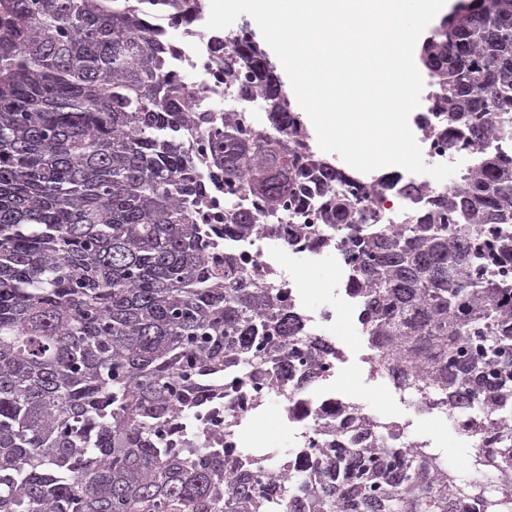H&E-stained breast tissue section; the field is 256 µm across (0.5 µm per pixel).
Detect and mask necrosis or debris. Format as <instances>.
<instances>
[{"mask_svg": "<svg viewBox=\"0 0 512 512\" xmlns=\"http://www.w3.org/2000/svg\"><path fill=\"white\" fill-rule=\"evenodd\" d=\"M149 26L164 49L169 72L196 88L209 110H218L224 100V68L217 64L210 47L209 31L199 20L175 17L162 0H151L146 6ZM422 111L409 118L411 130L429 164L461 162L462 172L476 166L478 152L474 144L462 141L446 147L428 135L430 126L439 121L430 95L422 97ZM343 178L337 183L338 192L362 199L376 210L382 223L397 226L403 214L419 206L420 200H432L446 193L447 182H439L424 174L406 175L402 168L391 166L385 171L361 173L347 164H340ZM423 187L422 198L405 193L407 185ZM310 218L305 214H291L283 221L274 247H267L263 238L253 234L226 237L212 234L209 247L213 254L234 259L255 278L276 280L284 304L303 310L310 328L326 336H335L336 324L345 311H357L356 300H348L345 307L333 304L308 306L306 294L289 274V264L301 261L316 264L323 259L335 260L341 271H348L344 251L338 239H330L322 250H315L305 241V226ZM339 360L329 356L323 359L316 381L301 393L285 396L275 369L260 373L225 368L220 377L211 380V395L206 404L190 415L184 428L188 432L206 434L216 447L222 448L228 470L238 473L249 469L252 455L247 450L244 431L258 415H272L278 427L287 429L292 437L290 447L275 450L266 471L271 475L290 474L315 484L323 477L322 463L334 458L336 450L348 446L345 429L356 418H365L370 434L359 442L361 451H368L371 436L379 432L381 424L392 422V412H380L368 404L345 395L336 386ZM399 402L412 406L414 412L432 419L448 421L456 438L469 445L474 455H481L490 440L506 425L504 418L490 416L483 409L457 415L444 406H433L421 396L396 392Z\"/></svg>", "mask_w": 512, "mask_h": 512, "instance_id": "1", "label": "necrosis or debris"}]
</instances>
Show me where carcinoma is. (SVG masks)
I'll use <instances>...</instances> for the list:
<instances>
[{
    "instance_id": "cac0c4a2",
    "label": "carcinoma",
    "mask_w": 512,
    "mask_h": 512,
    "mask_svg": "<svg viewBox=\"0 0 512 512\" xmlns=\"http://www.w3.org/2000/svg\"><path fill=\"white\" fill-rule=\"evenodd\" d=\"M210 43L235 92L263 104L266 130L192 108L139 0H0V512H466L482 483L435 493L440 454L404 455L392 427L362 457L342 449L315 486L227 481L224 452L183 435L176 410L206 401L228 364L276 361L285 382L299 363V390L336 353L274 283L210 258L199 223L222 181L263 203L225 206L224 234L272 238L315 171L376 373L453 411L512 415V156L482 149L475 172L392 231L336 192L341 173L308 150L254 36ZM421 60L438 140L512 132V0H464ZM189 122L203 175L177 137ZM493 441L474 469L512 472V426ZM490 508L512 512L511 477Z\"/></svg>"
}]
</instances>
